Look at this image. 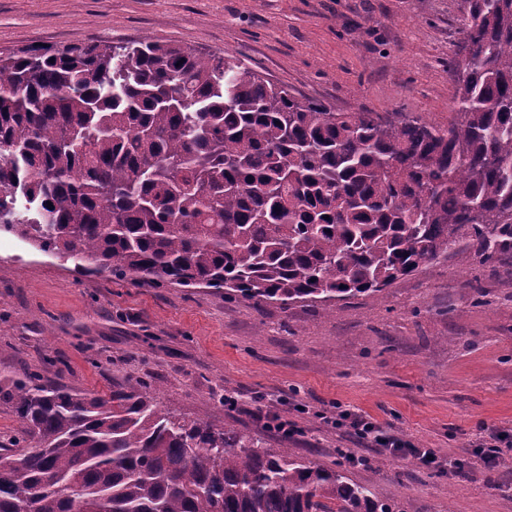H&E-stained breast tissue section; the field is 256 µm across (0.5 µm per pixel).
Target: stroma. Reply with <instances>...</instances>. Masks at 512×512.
<instances>
[{
    "mask_svg": "<svg viewBox=\"0 0 512 512\" xmlns=\"http://www.w3.org/2000/svg\"><path fill=\"white\" fill-rule=\"evenodd\" d=\"M462 0H0V56L77 43L152 41L239 59L298 97L447 127L448 64L463 44ZM48 370L106 393L157 383L166 408L260 432L225 409L263 397L297 434L269 435L307 461L340 463L403 512H512V451L494 474L445 477L326 426L342 407L452 458L481 428L512 432V268L456 255L378 296L258 307L206 288L78 273L0 231V372ZM369 458L346 463L345 453Z\"/></svg>",
    "mask_w": 512,
    "mask_h": 512,
    "instance_id": "35a3bbf8",
    "label": "stroma"
}]
</instances>
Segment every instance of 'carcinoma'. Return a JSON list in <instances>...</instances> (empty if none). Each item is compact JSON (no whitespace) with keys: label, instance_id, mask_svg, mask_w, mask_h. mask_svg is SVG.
Returning <instances> with one entry per match:
<instances>
[{"label":"carcinoma","instance_id":"1","mask_svg":"<svg viewBox=\"0 0 512 512\" xmlns=\"http://www.w3.org/2000/svg\"><path fill=\"white\" fill-rule=\"evenodd\" d=\"M445 129L302 100L157 42L0 58V230L130 284L258 306L376 296L453 252L512 259V0H463ZM0 512H401L342 470L161 405L0 373ZM76 482L73 503L56 486Z\"/></svg>","mask_w":512,"mask_h":512}]
</instances>
